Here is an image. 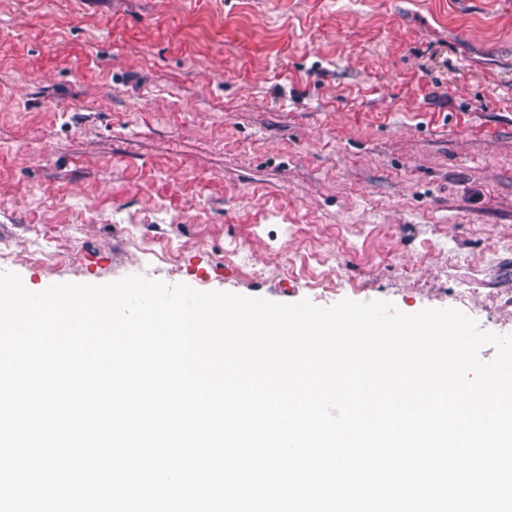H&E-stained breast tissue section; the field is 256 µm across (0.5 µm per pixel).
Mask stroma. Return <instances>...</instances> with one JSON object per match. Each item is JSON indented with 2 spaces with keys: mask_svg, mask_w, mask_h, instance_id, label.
Masks as SVG:
<instances>
[{
  "mask_svg": "<svg viewBox=\"0 0 512 512\" xmlns=\"http://www.w3.org/2000/svg\"><path fill=\"white\" fill-rule=\"evenodd\" d=\"M0 271L512 334V0H0Z\"/></svg>",
  "mask_w": 512,
  "mask_h": 512,
  "instance_id": "stroma-1",
  "label": "stroma"
}]
</instances>
